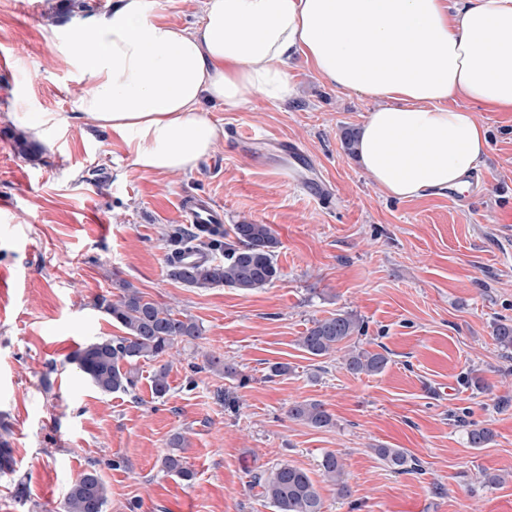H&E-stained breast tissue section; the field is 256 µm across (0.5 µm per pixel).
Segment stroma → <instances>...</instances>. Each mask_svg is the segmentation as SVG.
Segmentation results:
<instances>
[{
    "mask_svg": "<svg viewBox=\"0 0 512 512\" xmlns=\"http://www.w3.org/2000/svg\"><path fill=\"white\" fill-rule=\"evenodd\" d=\"M112 0H0V512H59L69 485L97 471L106 512H275L250 485L282 463L318 482L323 512H512V112L478 110L489 132L467 193L386 196L342 146L370 100L318 79L297 60L296 97L208 107L224 140L194 173L148 174L126 148L81 117L79 87L51 29L106 12ZM43 123L35 154L16 147ZM298 145L306 176L331 182L325 207L288 180L282 142ZM203 195L223 230L271 225L282 276L242 292L173 279L170 234L180 204ZM128 282L203 328L180 345L171 390L151 394L158 364L138 365L134 393L103 395L72 361L80 346L120 335L98 308ZM349 311L353 345L385 354L354 375L342 353L313 357L298 340L313 320ZM223 355L235 378L199 371ZM287 375L270 377L274 363ZM322 403L334 423L289 419L292 402ZM493 437L471 447L468 432ZM191 480L161 466L173 434ZM401 448L419 471L399 472L377 447ZM344 464L347 494L321 478L325 453ZM499 483H490V476ZM25 485V498L16 495Z\"/></svg>",
    "mask_w": 512,
    "mask_h": 512,
    "instance_id": "stroma-1",
    "label": "stroma"
}]
</instances>
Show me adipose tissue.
Returning <instances> with one entry per match:
<instances>
[{
    "instance_id": "obj_1",
    "label": "adipose tissue",
    "mask_w": 512,
    "mask_h": 512,
    "mask_svg": "<svg viewBox=\"0 0 512 512\" xmlns=\"http://www.w3.org/2000/svg\"><path fill=\"white\" fill-rule=\"evenodd\" d=\"M61 50L79 111L157 175L194 171L223 141L206 103L293 98L297 57L375 101L354 151L393 198L467 191L489 148L470 103L512 112V0H200L191 28L112 0Z\"/></svg>"
}]
</instances>
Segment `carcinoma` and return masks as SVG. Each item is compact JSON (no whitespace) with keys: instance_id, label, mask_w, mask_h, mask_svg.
<instances>
[{"instance_id":"carcinoma-1","label":"carcinoma","mask_w":512,"mask_h":512,"mask_svg":"<svg viewBox=\"0 0 512 512\" xmlns=\"http://www.w3.org/2000/svg\"><path fill=\"white\" fill-rule=\"evenodd\" d=\"M235 243L224 244V259L204 264L169 262L171 276L179 282L195 287L210 288L224 285L241 291L264 288L281 277L274 261L280 242L268 224L242 222L233 225ZM122 293L114 300H102L103 309L122 331L121 336H101L76 351L73 363L84 378L98 392L131 393L138 382V362L167 357L180 344H193L203 338L200 324L193 318L176 313L167 305L148 300L137 289L122 285ZM362 329L360 319L349 312L335 313L316 319L306 334L300 337V348L314 357L328 356L343 347ZM388 357L365 348H348L344 365L354 375L378 374L384 370ZM199 370L217 376L236 374L224 358L215 354L205 356ZM170 363L158 367L152 378L151 392L163 399L170 391L168 376ZM288 417L312 427L333 424L332 415L324 405L315 401L295 402L288 408ZM486 427L468 432L471 447L481 448L492 439ZM375 453L390 463L395 470L404 472L410 459L401 448L375 449ZM163 469L184 480L192 472L184 458L176 452L162 459ZM321 475L338 490H347L343 464L333 452L321 461ZM260 487L261 496L276 508V512H321L322 500L309 472L298 466L283 463L268 473L253 478ZM107 490L101 476L90 471L83 474L69 489L60 512H106Z\"/></svg>"}]
</instances>
